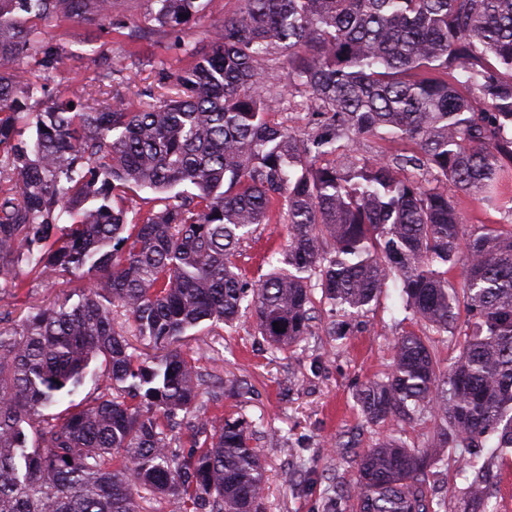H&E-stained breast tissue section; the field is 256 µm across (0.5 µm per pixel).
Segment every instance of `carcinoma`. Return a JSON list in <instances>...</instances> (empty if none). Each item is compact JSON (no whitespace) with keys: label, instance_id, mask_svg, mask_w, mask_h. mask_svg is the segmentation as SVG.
Here are the masks:
<instances>
[{"label":"carcinoma","instance_id":"obj_1","mask_svg":"<svg viewBox=\"0 0 512 512\" xmlns=\"http://www.w3.org/2000/svg\"><path fill=\"white\" fill-rule=\"evenodd\" d=\"M195 2L152 0V17L179 26ZM236 2L209 31L211 53L172 76L176 95L115 94L91 110L50 98L33 112L45 89L18 62L64 58L38 22L104 19L112 0H0V288L77 283L0 326V512H140L147 497L261 512L251 440L263 424H209L203 374L179 344L250 312L271 349H290L312 334L317 289L355 314L394 282L425 328L393 337L389 371L360 391L366 421L390 433L327 512L351 492L360 512H450L425 490L444 449H512V223L468 229L448 193L512 218V0ZM283 57L290 101L313 117L305 133L269 119ZM20 124L31 140L16 138ZM385 137L414 149L369 154ZM129 191L141 206L125 205ZM275 208L288 244L250 280L233 257ZM129 334L150 360L129 351ZM431 336L458 341L443 370ZM99 356V396L43 414ZM425 416L435 431L422 445L396 437ZM186 419L184 446L174 430ZM489 495L474 477L464 512H485Z\"/></svg>","mask_w":512,"mask_h":512}]
</instances>
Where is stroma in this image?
<instances>
[{
  "label": "stroma",
  "instance_id": "1",
  "mask_svg": "<svg viewBox=\"0 0 512 512\" xmlns=\"http://www.w3.org/2000/svg\"><path fill=\"white\" fill-rule=\"evenodd\" d=\"M236 6V0H198L191 21L174 31L161 30L152 20L150 0H112L105 20L44 21L49 43L65 50L67 59L59 68L36 70V78L52 92L79 100L108 67L120 94L133 100L160 94L191 56L209 55L208 29L222 25ZM286 240L285 224L272 220L241 244L234 260L248 277H258L269 270L265 256ZM73 288L60 278L0 293V315L8 323L20 322ZM317 316L314 336L285 351L269 349L249 313L231 327L202 325L181 344L210 382L244 384L210 403L213 425L227 418L264 424L253 440L266 468L264 512H324L337 483L352 482L356 460L388 434L386 427L366 423L357 392L387 373L394 334L423 330L405 319L394 287L361 316L345 318L343 339L328 336L325 310ZM446 455V464L430 472L427 494L448 495L453 512H461L462 460L468 451L450 448Z\"/></svg>",
  "mask_w": 512,
  "mask_h": 512
}]
</instances>
